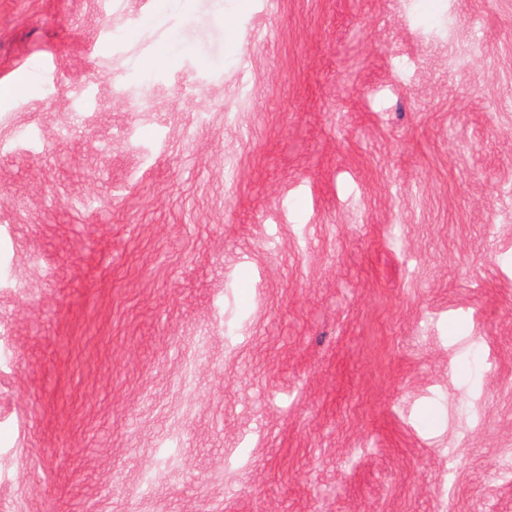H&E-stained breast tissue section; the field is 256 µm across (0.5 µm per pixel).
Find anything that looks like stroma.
Instances as JSON below:
<instances>
[{"label":"stroma","mask_w":512,"mask_h":512,"mask_svg":"<svg viewBox=\"0 0 512 512\" xmlns=\"http://www.w3.org/2000/svg\"><path fill=\"white\" fill-rule=\"evenodd\" d=\"M162 6L0 0V512H512V0Z\"/></svg>","instance_id":"1"}]
</instances>
